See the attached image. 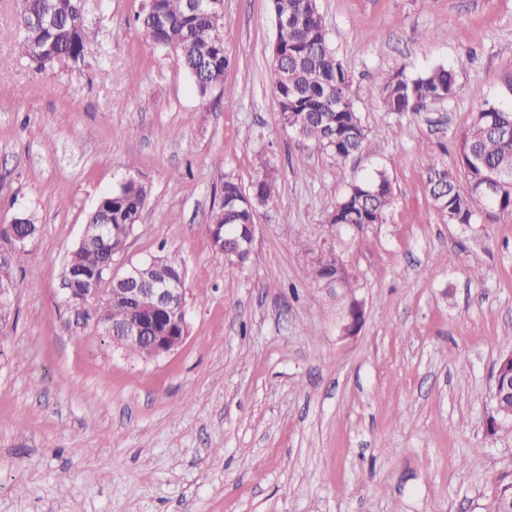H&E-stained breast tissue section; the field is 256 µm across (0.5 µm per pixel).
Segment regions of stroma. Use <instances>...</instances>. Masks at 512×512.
Here are the masks:
<instances>
[{
    "label": "stroma",
    "instance_id": "obj_1",
    "mask_svg": "<svg viewBox=\"0 0 512 512\" xmlns=\"http://www.w3.org/2000/svg\"><path fill=\"white\" fill-rule=\"evenodd\" d=\"M143 5L87 0L83 59L41 68L17 0H0V259L15 216L40 226L0 296V512H491L512 478V435L486 433L512 336V211L448 223L426 179L431 160L458 166L481 101L512 103V0H318L368 130L342 163L281 124L270 0H224L228 66L204 96L139 28ZM437 64L456 70L449 103L384 109L380 74ZM375 168L395 199L341 249L364 304L349 336L343 289L305 274L338 250L337 198ZM267 171L252 261L230 266L210 214L225 180ZM130 177L149 196L116 270L185 261L188 334L148 362L74 330L61 292L88 215Z\"/></svg>",
    "mask_w": 512,
    "mask_h": 512
}]
</instances>
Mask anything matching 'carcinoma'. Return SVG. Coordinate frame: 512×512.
<instances>
[{"mask_svg":"<svg viewBox=\"0 0 512 512\" xmlns=\"http://www.w3.org/2000/svg\"><path fill=\"white\" fill-rule=\"evenodd\" d=\"M86 0H19V25L24 31L23 50L41 67L76 62L83 58L92 32L85 20ZM275 18H286L288 30L276 32L273 44V91L282 123L298 137L303 148L324 153L338 162L363 150L368 133L349 96L350 78L336 61L325 31L317 0H271ZM44 12L53 20L47 26L33 27L29 19ZM221 8L214 12H195L189 0H152L137 15L136 21L159 47L176 51L178 65L194 81L198 92L207 94L224 84L228 59L219 26ZM382 103L387 111L418 114L434 104H444L456 95L455 69L433 66L417 75L402 71L379 76ZM460 165L466 170L468 185L458 183L455 171L445 162L434 160L428 167V189L434 208L450 224H471L475 209L512 210V106L497 102L482 103L469 129L463 135ZM501 177L497 193L479 198L473 188L493 176ZM148 197L147 187L129 178L117 189L103 195L88 218L90 224L111 225L113 247L126 245ZM275 197V181L266 173L245 189L233 180L222 186L220 205L210 215V225H219L215 244L224 242L220 256L230 265L244 267L252 254L237 250L238 241L249 235L257 210ZM390 177L376 169L351 182L337 199L326 223L338 239L352 238L366 227L384 224L393 205ZM111 252L86 238L68 257L66 268L79 275L100 269ZM147 278L165 281L185 278L183 261L176 255H159L146 270ZM312 282L341 279L344 287H356L339 254L321 259L307 273ZM139 317L169 336H184L185 318L159 320L153 302L140 298ZM100 318L114 327L128 318L123 302L100 306ZM492 512H512V479L500 478L493 489Z\"/></svg>","mask_w":512,"mask_h":512,"instance_id":"cac0c4a2","label":"carcinoma"}]
</instances>
